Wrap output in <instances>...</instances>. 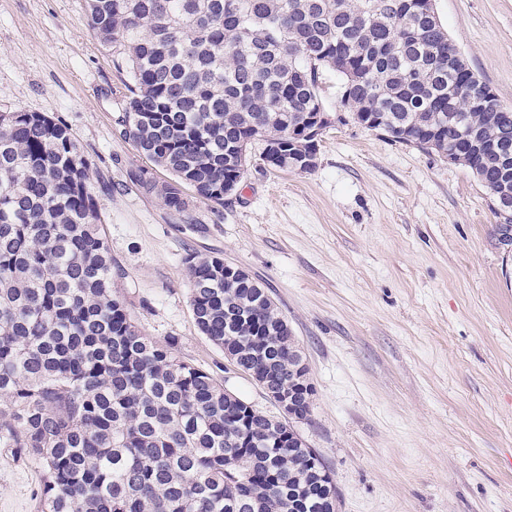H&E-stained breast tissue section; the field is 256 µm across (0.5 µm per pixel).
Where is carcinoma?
<instances>
[{"instance_id":"carcinoma-1","label":"carcinoma","mask_w":512,"mask_h":512,"mask_svg":"<svg viewBox=\"0 0 512 512\" xmlns=\"http://www.w3.org/2000/svg\"><path fill=\"white\" fill-rule=\"evenodd\" d=\"M89 26L127 81L120 135L164 167L131 182L185 215V190L224 204L253 144L268 146L324 106L341 77L356 122L443 154L459 148L486 190L508 172L512 109L471 111L486 87L444 66L432 0H87ZM91 163L41 112L0 113V444L43 471L39 512H323L333 475L313 449L279 448L269 415L141 334L112 291ZM199 331L229 345L269 388L298 378L294 336L265 288L190 255Z\"/></svg>"}]
</instances>
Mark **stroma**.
<instances>
[{
  "mask_svg": "<svg viewBox=\"0 0 512 512\" xmlns=\"http://www.w3.org/2000/svg\"><path fill=\"white\" fill-rule=\"evenodd\" d=\"M449 40L512 107V0H435ZM124 76L85 0H0V113L63 122L91 163L116 296L144 335L246 402L279 409L199 332L188 255L244 268L300 343L313 387L296 423L338 512H512V252L465 167L351 117L308 172L255 143L237 195L172 220L128 173L168 174L120 136ZM39 465L0 447V512H37Z\"/></svg>",
  "mask_w": 512,
  "mask_h": 512,
  "instance_id": "stroma-1",
  "label": "stroma"
}]
</instances>
